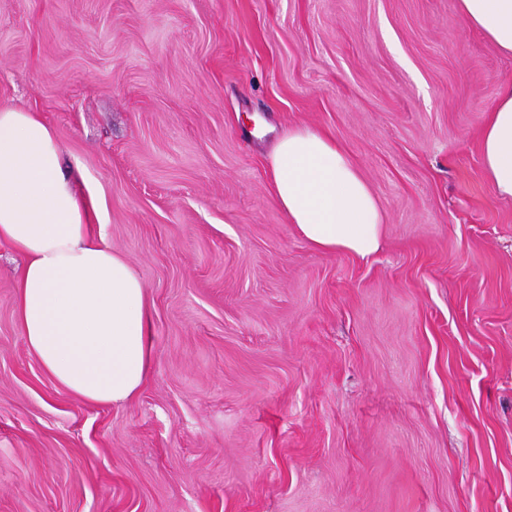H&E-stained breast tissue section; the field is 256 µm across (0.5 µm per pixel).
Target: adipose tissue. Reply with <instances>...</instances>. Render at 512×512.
Wrapping results in <instances>:
<instances>
[{
    "label": "adipose tissue",
    "instance_id": "adipose-tissue-1",
    "mask_svg": "<svg viewBox=\"0 0 512 512\" xmlns=\"http://www.w3.org/2000/svg\"><path fill=\"white\" fill-rule=\"evenodd\" d=\"M457 2L467 27L512 54V0ZM481 152L494 191L512 197V83L488 111ZM268 175L276 205L312 248L361 258L379 250L380 203L332 134L288 130L268 157ZM72 182L52 127L38 113L0 108V243L24 258L19 326L63 389L90 404H120L150 373L149 294Z\"/></svg>",
    "mask_w": 512,
    "mask_h": 512
}]
</instances>
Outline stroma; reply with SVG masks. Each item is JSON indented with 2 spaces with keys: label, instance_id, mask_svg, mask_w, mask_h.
<instances>
[{
  "label": "stroma",
  "instance_id": "1",
  "mask_svg": "<svg viewBox=\"0 0 512 512\" xmlns=\"http://www.w3.org/2000/svg\"><path fill=\"white\" fill-rule=\"evenodd\" d=\"M512 55L457 0H0V107L54 129L145 283L150 376L92 405L30 352L0 245V512H512ZM331 131L384 212L312 249L266 172ZM485 175L499 195L512 197V83L493 101L481 130Z\"/></svg>",
  "mask_w": 512,
  "mask_h": 512
}]
</instances>
